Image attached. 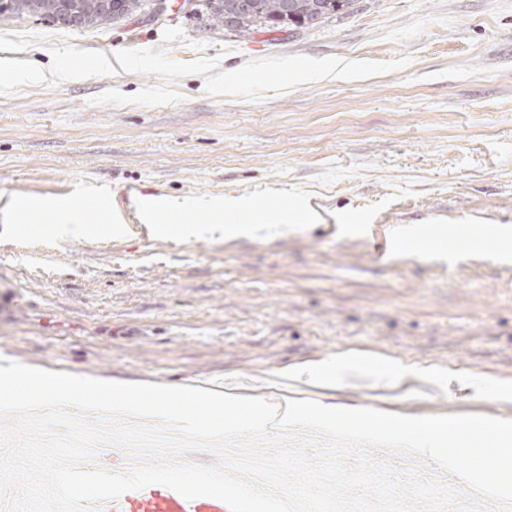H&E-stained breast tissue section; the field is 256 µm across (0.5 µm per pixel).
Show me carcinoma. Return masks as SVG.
<instances>
[{
	"mask_svg": "<svg viewBox=\"0 0 512 512\" xmlns=\"http://www.w3.org/2000/svg\"><path fill=\"white\" fill-rule=\"evenodd\" d=\"M57 0H13L6 17L38 18L54 22ZM101 0H78L88 16L87 26L105 28L131 16L140 15L146 8V0H117L112 9L99 8ZM190 3L192 0H186ZM251 8L242 6V0H197L190 13L205 16V22L213 28L230 26L241 37L264 29L273 31L288 28H313L326 21L342 17L350 12L355 0H291L288 13L282 12V0H248Z\"/></svg>",
	"mask_w": 512,
	"mask_h": 512,
	"instance_id": "1",
	"label": "carcinoma"
}]
</instances>
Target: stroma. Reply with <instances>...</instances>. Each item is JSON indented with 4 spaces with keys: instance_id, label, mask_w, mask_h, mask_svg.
Here are the masks:
<instances>
[{
    "instance_id": "stroma-1",
    "label": "stroma",
    "mask_w": 512,
    "mask_h": 512,
    "mask_svg": "<svg viewBox=\"0 0 512 512\" xmlns=\"http://www.w3.org/2000/svg\"><path fill=\"white\" fill-rule=\"evenodd\" d=\"M133 53L136 65L124 57ZM111 67L98 68L101 57ZM0 201L102 200L139 226L141 199L181 196L297 231L206 246L129 234L57 240L39 216L0 229V357L124 383L423 414L370 380L339 388L291 369L339 352L469 375L512 391V0H356L350 15L243 39L186 10L70 30L0 19ZM83 68L76 80L60 69ZM232 75L223 87L224 75ZM504 238L505 258L395 251L366 225Z\"/></svg>"
}]
</instances>
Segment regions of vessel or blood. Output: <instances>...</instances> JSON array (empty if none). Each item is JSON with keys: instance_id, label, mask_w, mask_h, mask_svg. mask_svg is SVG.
I'll list each match as a JSON object with an SVG mask.
<instances>
[{"instance_id": "b4317fda", "label": "vessel or blood", "mask_w": 512, "mask_h": 512, "mask_svg": "<svg viewBox=\"0 0 512 512\" xmlns=\"http://www.w3.org/2000/svg\"><path fill=\"white\" fill-rule=\"evenodd\" d=\"M100 512H229V509L215 498L189 500L166 486L152 484L141 490L127 491L118 499L102 503Z\"/></svg>"}]
</instances>
